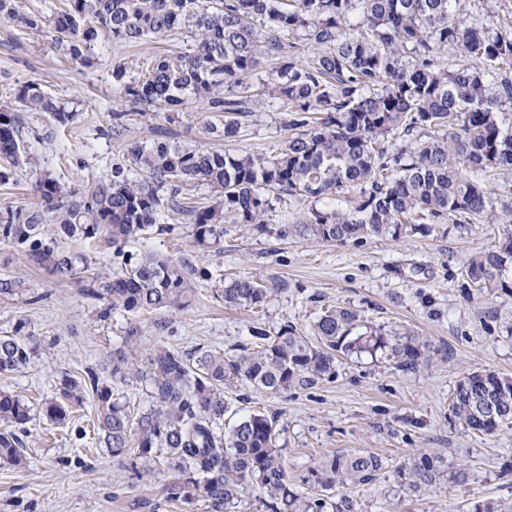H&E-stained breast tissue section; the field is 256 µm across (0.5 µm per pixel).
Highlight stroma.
<instances>
[{
	"label": "stroma",
	"instance_id": "stroma-1",
	"mask_svg": "<svg viewBox=\"0 0 512 512\" xmlns=\"http://www.w3.org/2000/svg\"><path fill=\"white\" fill-rule=\"evenodd\" d=\"M60 2L17 0L20 11L43 16L35 30L0 20V102L11 100L15 86L37 83L77 113L64 127L50 113L19 109L23 143L37 163L18 182L0 184V206L35 203L32 184L44 173L80 189L109 178L132 140L162 138L213 150L275 154L286 132L273 103L245 117L239 137L228 142L206 132L209 117L197 104H188L175 117L163 106L131 108L112 80L113 68L122 64L129 72L141 71L154 56L190 51L191 40L146 38L125 44L102 36L87 47L90 62L85 65L55 40L49 19ZM116 112L128 115L121 139L112 136ZM308 208L307 202L284 199L261 231L225 222L221 250L198 254L211 277L199 283L194 307L167 316L162 330L154 313L135 318L116 309L100 318L103 303L87 296L86 276L58 279L0 246V264L25 275L40 296L34 304L0 301V333L24 318L45 340L26 367L0 376V387L37 411L25 436L29 467L19 472L0 468V512H174L163 495L172 472L135 478L125 460L100 444L93 431V405H85L64 427L38 414L62 376L89 367L111 374L112 355L124 348L130 324L141 331L139 350L145 356L160 347L235 354L254 346L256 329L273 335L290 324L307 333L324 311L336 306L387 330H412L428 339L429 348L410 369L380 357L342 356L332 379L281 395L228 383L225 426L256 411L277 416L279 443L294 479L335 454L378 453L387 469L348 490L357 512H471L484 500L512 503V424L485 437L464 429L449 407L467 370L487 368L512 378V294L479 295L465 287L463 277L470 256L493 248L512 230V217L502 216L495 224H435L399 240L340 246L284 235V228L296 224ZM164 221L170 233L130 241L127 251L175 257L193 249L181 209L167 205ZM239 277L269 288L264 306H225L221 291ZM421 449L441 457L449 469L466 468L468 481L461 486L443 482L424 496H407L397 488L392 470Z\"/></svg>",
	"mask_w": 512,
	"mask_h": 512
}]
</instances>
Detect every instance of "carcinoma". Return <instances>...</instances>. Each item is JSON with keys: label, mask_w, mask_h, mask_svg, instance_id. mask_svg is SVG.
<instances>
[{"label": "carcinoma", "mask_w": 512, "mask_h": 512, "mask_svg": "<svg viewBox=\"0 0 512 512\" xmlns=\"http://www.w3.org/2000/svg\"><path fill=\"white\" fill-rule=\"evenodd\" d=\"M55 13V39L87 61L84 50L100 35L116 43L190 34L187 53L163 54L134 76L112 71L123 99L161 103L174 112L194 100L220 114L207 123L226 140L239 133V118L263 95L280 102L288 137L275 155L237 154L162 139L127 145L124 163L110 178L85 191L62 186L48 174L33 185L38 203L0 207V244L24 253L60 279L88 272L92 257L74 246L104 238L113 248L112 274L87 289L94 299L131 314L176 313L195 302L196 283L211 278L196 256L175 258L128 253L131 238L168 231L165 204L189 189L209 190L206 201L179 204L201 248L220 244L224 218L263 229L282 198L315 203L340 201L356 190L349 207L310 208L293 231L317 241L359 245L395 238L430 224L497 223L512 216V197L492 180L512 171V6L509 0H66ZM0 19L36 29L41 15L0 0ZM268 57L279 66L263 69ZM15 102L52 114L62 126L76 113L55 102L36 83L17 86ZM401 140L386 146L387 136ZM35 166L21 146L17 115L0 104V184ZM512 233L495 249L471 257L467 283L491 296L512 290ZM224 303L258 308L268 288L240 277L224 286ZM35 303L22 276L0 275V298ZM139 328L129 327L127 349L112 357V378L93 369L65 376L41 406L50 423L63 425L77 407L94 403L100 442L114 458H129L139 477L164 466L178 472L164 487L165 500L185 512H231L247 492L258 493L266 512H357L353 497L338 494L364 485L386 467L380 455L357 450L335 454L309 468L295 483L279 445L277 419L252 413L224 433V383L236 380L271 394L314 385L336 373V356L381 354L397 367H414L428 341L411 332L390 335L364 323L354 310L336 307L314 324L316 341L287 325L276 335L255 332L257 349L226 356L217 349L197 355L158 348L138 356ZM42 339L24 318L0 335V374L28 365ZM149 389L156 406L134 414L118 384ZM489 397V418L478 401ZM451 410L465 428L493 436L512 422V379L478 369L458 380ZM32 408L0 388V467L25 469L21 435ZM399 486L420 496L441 478L464 484L463 469L446 472L441 458L421 452L394 470Z\"/></svg>", "instance_id": "carcinoma-1"}]
</instances>
